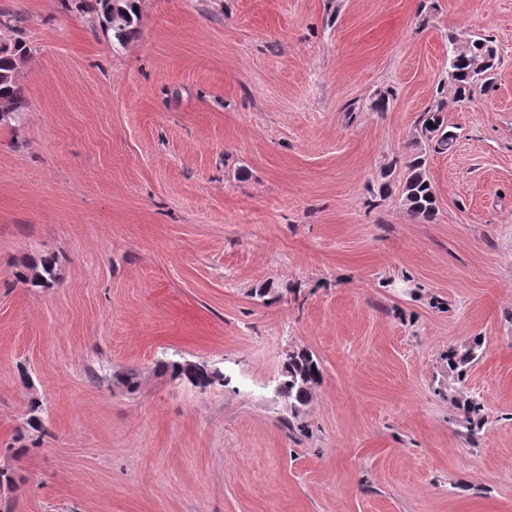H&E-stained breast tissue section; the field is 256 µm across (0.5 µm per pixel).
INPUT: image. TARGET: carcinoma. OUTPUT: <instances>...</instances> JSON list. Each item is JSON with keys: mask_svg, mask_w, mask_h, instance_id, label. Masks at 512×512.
<instances>
[{"mask_svg": "<svg viewBox=\"0 0 512 512\" xmlns=\"http://www.w3.org/2000/svg\"><path fill=\"white\" fill-rule=\"evenodd\" d=\"M107 29L112 31V38L117 43H124L135 20L138 19L134 0H99ZM458 39L448 38V74L454 87V95L463 101L472 97L477 86H486L492 80L495 70V54L488 41L482 38L471 39L465 49L457 51ZM27 54L23 39L18 37L13 44L0 45V102H5L7 109L19 115L25 111L28 101L22 88L17 83L15 74L19 63ZM419 137L434 145L437 150H446L454 140V133L448 130V121L442 104L423 112L418 121ZM425 161L417 156L406 164L405 205L410 215L425 223L433 222L438 213L436 197L424 169ZM483 354V341L476 336L460 347L448 349L444 356L448 374L453 381L464 384L470 369ZM172 374L185 379L195 387H208L214 384L210 370L203 365L170 363ZM285 380L283 392L288 397L290 409L304 404L322 376L318 362L306 350L293 351L284 362ZM450 402L457 410L456 423L465 430L471 439L481 432L487 422L486 407L482 397L465 395L454 389Z\"/></svg>", "mask_w": 512, "mask_h": 512, "instance_id": "cac0c4a2", "label": "carcinoma"}]
</instances>
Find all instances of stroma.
Returning a JSON list of instances; mask_svg holds the SVG:
<instances>
[{
	"instance_id": "1",
	"label": "stroma",
	"mask_w": 512,
	"mask_h": 512,
	"mask_svg": "<svg viewBox=\"0 0 512 512\" xmlns=\"http://www.w3.org/2000/svg\"><path fill=\"white\" fill-rule=\"evenodd\" d=\"M1 13L29 106L0 123V512H512V0H138L122 46L97 0ZM452 35L495 51L464 101ZM476 336L470 440L444 356ZM429 122H432L431 126H428ZM418 134L422 140L434 143L435 150H448L455 136L448 130V121L443 112L442 103L438 102L420 115ZM421 156L409 160L405 166V205L410 215L425 223L433 222L438 213L436 197L424 169ZM312 366H315V370H312ZM284 369L286 376L283 392L288 397L293 416L297 404L303 405L308 400L310 391L319 383L322 372L318 362L306 350L288 353ZM170 367L175 378L185 379L196 387H208L219 382L211 378V370L206 369L204 365L186 364L183 366L178 362H171ZM461 390L454 389L450 402L458 411L456 423L465 430L466 437L472 439L485 428L488 422L486 407L482 397L463 395Z\"/></svg>"
}]
</instances>
